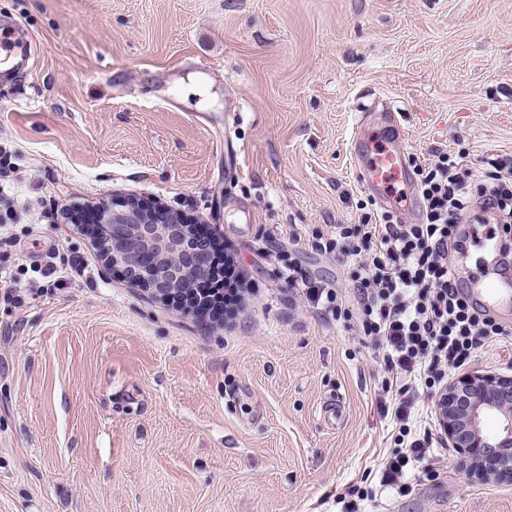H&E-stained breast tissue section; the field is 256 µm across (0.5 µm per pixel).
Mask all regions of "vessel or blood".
I'll use <instances>...</instances> for the list:
<instances>
[{"instance_id":"b4317fda","label":"vessel or blood","mask_w":512,"mask_h":512,"mask_svg":"<svg viewBox=\"0 0 512 512\" xmlns=\"http://www.w3.org/2000/svg\"><path fill=\"white\" fill-rule=\"evenodd\" d=\"M404 133L394 106H385L373 126H358L352 154L363 182L375 191L396 215H410L419 207L409 176L408 152L402 145ZM470 305L490 313L512 308V269L499 268L494 280L475 281L464 289Z\"/></svg>"}]
</instances>
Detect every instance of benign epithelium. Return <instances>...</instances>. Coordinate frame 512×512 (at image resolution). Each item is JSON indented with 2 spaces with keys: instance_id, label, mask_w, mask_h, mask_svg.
Instances as JSON below:
<instances>
[{
  "instance_id": "7a95c632",
  "label": "benign epithelium",
  "mask_w": 512,
  "mask_h": 512,
  "mask_svg": "<svg viewBox=\"0 0 512 512\" xmlns=\"http://www.w3.org/2000/svg\"><path fill=\"white\" fill-rule=\"evenodd\" d=\"M101 223L110 225L103 243L107 264L119 267L134 285L159 299L189 287L206 269L190 228L173 218L154 222L128 200L99 206ZM448 446L455 449L466 474L477 480L512 478V378L463 374L448 383L436 403ZM497 415L502 429L493 436L484 418Z\"/></svg>"
}]
</instances>
